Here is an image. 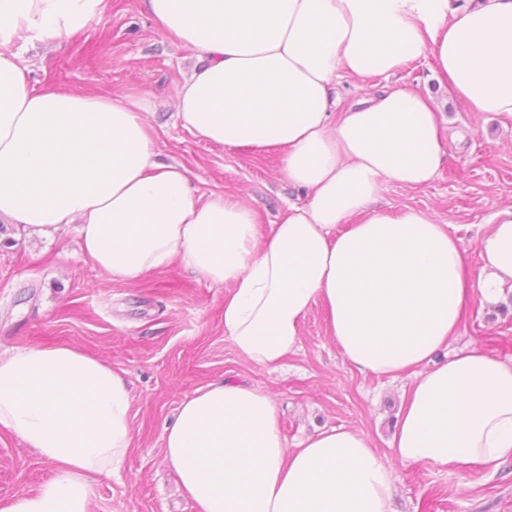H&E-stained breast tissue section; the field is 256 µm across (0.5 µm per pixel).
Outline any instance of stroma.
<instances>
[{
	"instance_id": "1",
	"label": "stroma",
	"mask_w": 512,
	"mask_h": 512,
	"mask_svg": "<svg viewBox=\"0 0 512 512\" xmlns=\"http://www.w3.org/2000/svg\"><path fill=\"white\" fill-rule=\"evenodd\" d=\"M15 52L33 86L62 85L142 101L161 160H176L202 191L237 195L262 224L275 223L287 201L301 200L276 155L206 143L175 124L174 95L197 63L194 49L164 38L141 0H111L76 35ZM409 85L444 101L442 166L426 186L387 184L379 206L398 212L431 210L456 228L470 274H478L474 242L479 225L512 207V117L472 112L449 100L432 56L394 74L344 78V104L386 86ZM453 349L478 347L512 360V298L502 306L471 301ZM64 344L108 362L128 381L134 401L133 448L120 474L92 485V512H196L177 489L163 458V434L182 400L217 379L255 386L275 401L288 444L318 429L364 432L388 453L407 378L390 380L351 369L333 342L323 306L302 327V347L270 370L241 356L224 335V291L174 266L136 283L112 279L81 251L74 231L36 238L12 224L0 228V353L32 345ZM52 472L21 440L0 429V507L36 491ZM395 512H512V461L498 473H445L423 465L398 468Z\"/></svg>"
}]
</instances>
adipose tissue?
I'll use <instances>...</instances> for the list:
<instances>
[{
    "mask_svg": "<svg viewBox=\"0 0 512 512\" xmlns=\"http://www.w3.org/2000/svg\"><path fill=\"white\" fill-rule=\"evenodd\" d=\"M108 2L0 0V222L39 235L75 226L116 280L178 264L225 287L224 333L259 366L300 349L320 304L345 363L410 379L388 461L344 427L289 447L260 389L194 390L163 453L196 512H391L395 466L468 473L512 460V361L476 347L435 360L466 301L512 292V208L481 225L471 278L461 237L431 211L375 206L385 183L416 188L438 173L433 98L409 86L348 106L336 95L341 78L429 54L452 99L512 116V0H142L164 37L203 59L179 86L176 123L277 154L306 191L267 227L236 196L200 193L185 166L158 162L135 98L30 87L15 39L73 33ZM132 404L124 377L76 347L0 355V428L53 465L0 512H91L93 482L120 473L133 446Z\"/></svg>",
    "mask_w": 512,
    "mask_h": 512,
    "instance_id": "adipose-tissue-1",
    "label": "adipose tissue"
}]
</instances>
